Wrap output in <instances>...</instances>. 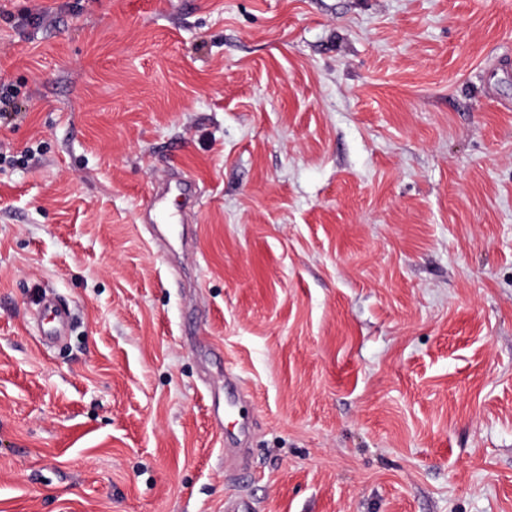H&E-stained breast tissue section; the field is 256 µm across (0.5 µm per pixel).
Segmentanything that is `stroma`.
Masks as SVG:
<instances>
[{
  "label": "stroma",
  "instance_id": "35a3bbf8",
  "mask_svg": "<svg viewBox=\"0 0 512 512\" xmlns=\"http://www.w3.org/2000/svg\"><path fill=\"white\" fill-rule=\"evenodd\" d=\"M0 88V512H512V0H0ZM194 183L184 176L169 178L163 185L161 191L152 193V198L148 201L147 207L149 214L154 215L153 224H171L173 215L166 207L167 199L176 195L183 199L189 198L193 193ZM37 318L38 333L43 341L62 336L69 326V313L58 308L50 298L42 300Z\"/></svg>",
  "mask_w": 512,
  "mask_h": 512
}]
</instances>
